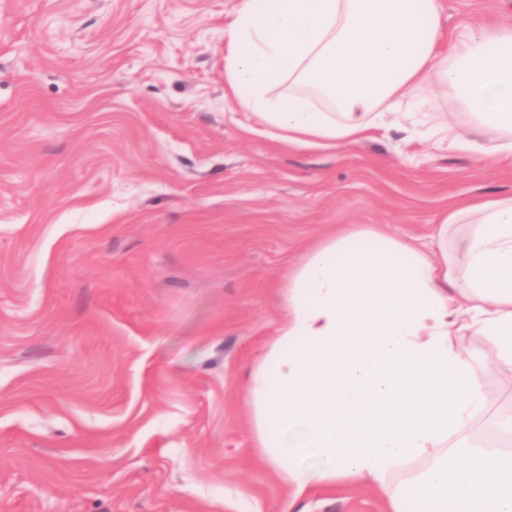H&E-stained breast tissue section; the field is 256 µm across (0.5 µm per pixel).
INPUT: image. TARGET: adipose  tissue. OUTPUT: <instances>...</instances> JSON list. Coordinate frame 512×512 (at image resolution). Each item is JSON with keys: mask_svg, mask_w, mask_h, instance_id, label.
Masks as SVG:
<instances>
[{"mask_svg": "<svg viewBox=\"0 0 512 512\" xmlns=\"http://www.w3.org/2000/svg\"><path fill=\"white\" fill-rule=\"evenodd\" d=\"M231 16L224 82L264 135L338 149L407 107L434 146L512 161L511 25L448 32L439 0H237ZM440 94L469 123L445 122ZM283 287L247 399L280 512L339 482L373 486L387 512H512V412L476 379L489 363L512 373V195L448 211L420 247L374 224L329 233ZM478 419L500 445L461 451Z\"/></svg>", "mask_w": 512, "mask_h": 512, "instance_id": "obj_1", "label": "adipose tissue"}]
</instances>
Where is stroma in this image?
<instances>
[{
	"label": "stroma",
	"mask_w": 512,
	"mask_h": 512,
	"mask_svg": "<svg viewBox=\"0 0 512 512\" xmlns=\"http://www.w3.org/2000/svg\"><path fill=\"white\" fill-rule=\"evenodd\" d=\"M235 0H0V512H276L247 388L283 283L337 228L424 239L512 163L392 126L258 132L224 84ZM449 28L512 0H440ZM365 485L296 512H384Z\"/></svg>",
	"instance_id": "35a3bbf8"
}]
</instances>
